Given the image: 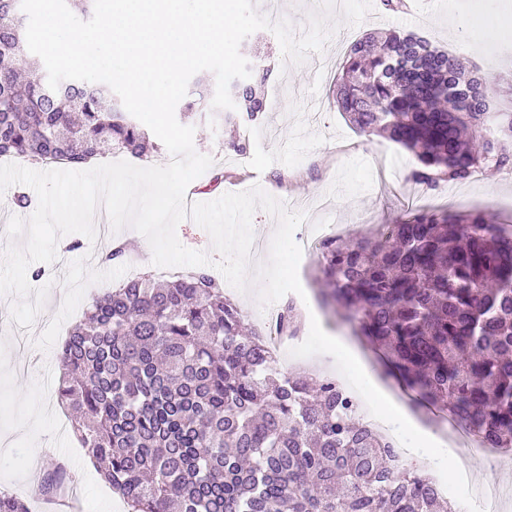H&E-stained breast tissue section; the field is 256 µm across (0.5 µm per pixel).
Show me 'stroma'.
Wrapping results in <instances>:
<instances>
[{
	"instance_id": "35a3bbf8",
	"label": "stroma",
	"mask_w": 512,
	"mask_h": 512,
	"mask_svg": "<svg viewBox=\"0 0 512 512\" xmlns=\"http://www.w3.org/2000/svg\"><path fill=\"white\" fill-rule=\"evenodd\" d=\"M406 3L404 11L390 13L381 0H371L370 10L356 25L333 14L336 36L345 32L354 40L367 32L396 28L459 53L467 66L481 73L512 71V51L490 53L474 41L477 31L487 25L501 34L512 31V0H446V10L433 12L424 10L419 0ZM336 36L299 66L284 63L271 31H257L242 42L244 57L261 52L272 69L265 86L269 110L239 128L240 137L248 138L250 145L245 160L231 159V134L213 118L183 117V124L195 129L196 151L214 159L193 181V188L204 189L216 176L224 194L257 185L290 210L305 212L308 223L336 225L345 237L376 224L401 221L423 209L422 186L407 179L415 164L413 155L381 137L357 133L337 111L331 89L348 45ZM430 197L434 205L452 211L478 205L495 223L512 222V177L502 172L486 171L442 186ZM94 253L88 242L80 251L59 253L54 263L45 265V280L51 288L31 328L11 322L14 299L0 297V489L28 502L31 512H43L35 493V475L61 463L74 476L77 512H126L100 480L73 431L59 423L64 409L56 396L57 352L93 296L122 284L133 271L152 270V251L149 243L131 239L127 262L116 265L100 264ZM320 321L316 343L286 348L276 368L282 373L317 369L369 396L371 389L360 378L357 363L337 359L327 340L336 338L368 362L372 354L361 349L350 325L325 314ZM35 408L45 412L44 434L38 442L29 440L21 427ZM40 442L50 446V453H36Z\"/></svg>"
}]
</instances>
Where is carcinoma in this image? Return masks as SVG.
Here are the masks:
<instances>
[{"instance_id":"cac0c4a2","label":"carcinoma","mask_w":512,"mask_h":512,"mask_svg":"<svg viewBox=\"0 0 512 512\" xmlns=\"http://www.w3.org/2000/svg\"><path fill=\"white\" fill-rule=\"evenodd\" d=\"M25 31L21 0H0V156L66 168L143 156L146 132L107 85L21 80ZM250 66L230 84L227 125L267 110L271 68L260 57ZM335 99L359 132L414 155L415 184L512 170V75L480 76L422 37L364 34ZM127 252L115 243L98 259ZM313 285L417 408L512 448V225L474 206L335 236ZM58 360L57 397L80 447L129 512H455L336 379L277 372L205 268L164 285L142 274L93 298ZM0 512L30 510L0 491Z\"/></svg>"}]
</instances>
